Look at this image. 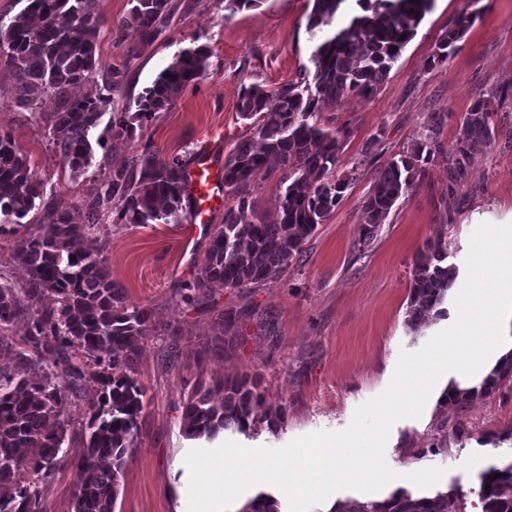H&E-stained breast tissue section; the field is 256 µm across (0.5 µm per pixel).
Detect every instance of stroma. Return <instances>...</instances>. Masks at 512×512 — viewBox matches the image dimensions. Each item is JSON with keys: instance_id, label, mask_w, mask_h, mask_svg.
<instances>
[{"instance_id": "35a3bbf8", "label": "stroma", "mask_w": 512, "mask_h": 512, "mask_svg": "<svg viewBox=\"0 0 512 512\" xmlns=\"http://www.w3.org/2000/svg\"><path fill=\"white\" fill-rule=\"evenodd\" d=\"M178 3L166 32L131 57L113 40L129 0H97L101 67L93 81L103 87L111 83L113 69L125 74L112 107L134 100L179 51L205 44L211 55L203 76L144 123L138 142L112 138L108 117H101L94 134L102 144L84 175L74 176L52 147L47 117L54 99L18 111L12 104L13 75L0 69V126L12 129L36 176L74 221H82L96 179L130 160L145 143L159 157L189 161L200 142L210 140L212 171L223 177L225 154L250 134L238 113L241 87L257 83L273 90L312 66L313 40L306 25L313 0H260L235 12L226 0ZM482 4L481 17L456 42L446 65L433 67L429 61L463 0H436L373 97H350L321 112L322 124L348 132L338 169L355 171L356 179L305 244L299 261L275 282L219 290L212 302L193 309L182 302V286L196 275L231 197L212 203L207 224L192 229L184 223L111 226L105 253L111 277L130 303L151 310L156 328L139 357L138 378L148 403L115 512H188L185 457L197 443L184 436L181 411L197 379L256 378L267 406L284 409L285 417L277 428L258 423L231 439L250 448H281L307 434L346 428L355 409L388 386L401 351H418L450 325V318L433 317L418 333L408 331L414 258L426 242L441 236L449 262L464 267L477 225L512 222V0ZM482 95L492 98L496 135L487 150L471 158L462 180L449 184L448 155L462 116ZM427 133L436 146L427 176L396 203L372 248L358 251L364 195L390 160ZM230 306L250 315L234 345L222 351L214 344V318ZM171 328L178 338L168 336ZM173 341L180 351L175 364L167 358ZM453 381L462 384L466 378L446 373L420 418L394 424L385 457L396 472L411 473L436 465L428 450L447 443L446 475L460 478L466 488V512H478L472 491L476 473L512 454V443L485 440L488 433L512 428V381L461 409L442 402ZM460 425L469 431L468 439H454ZM74 481L73 470L65 468L41 484V512H73Z\"/></svg>"}]
</instances>
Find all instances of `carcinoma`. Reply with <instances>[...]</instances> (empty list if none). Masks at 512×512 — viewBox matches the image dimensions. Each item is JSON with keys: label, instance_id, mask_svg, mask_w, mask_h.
Instances as JSON below:
<instances>
[{"label": "carcinoma", "instance_id": "1", "mask_svg": "<svg viewBox=\"0 0 512 512\" xmlns=\"http://www.w3.org/2000/svg\"><path fill=\"white\" fill-rule=\"evenodd\" d=\"M95 0H26L23 10L0 30V68L16 77L14 107L30 111L43 97L57 104L50 113L53 146L74 174L92 166V133L120 85L112 70L110 87L91 84L101 64ZM481 0H464L442 37L431 66L444 65L483 11ZM128 15L116 26L115 43L129 33L137 41L127 51L153 44L171 23L173 0H130ZM435 0H313L307 30L313 38V69L297 81L268 91L254 84L239 92L238 112L252 127L224 159V191L234 196L210 240L196 276L185 283L191 306L212 300L216 290L271 283L302 255L304 245L345 197L353 173H338L345 134L318 123L327 104L350 95L371 97L414 38ZM210 50L188 48L144 89L132 104L112 110V136L130 142L156 113L170 107L201 77ZM495 136L491 100L481 96L464 113L460 134L448 157V180L465 173V164L490 147ZM274 158L283 169L278 208L272 219L256 215L242 192ZM434 161L429 139H417L391 160L362 201L356 247L373 244L396 202L426 176ZM186 161L163 159L145 146L130 161L103 173L85 207V222L45 197L29 157L9 128L0 127V236H17L12 260L26 272L24 284L0 282V350L13 355L10 371L0 370V512H41L39 485L57 470L75 473L74 512H115L120 482L139 433L146 389L137 379L143 341L156 332L151 311L128 303L106 266L105 221L113 224H182L187 220L183 182ZM42 209V222L29 230L24 219ZM411 271L406 326L417 329L431 315L443 316L457 277L448 264L445 237L427 242ZM50 294L51 306L38 305ZM28 325L12 335L22 311ZM246 313L232 307L214 321L215 340L227 346L238 336ZM512 380V350L470 387L451 384L443 400L460 408ZM95 400L76 425L73 401L90 385ZM260 384L247 377L196 383L181 413L190 439L212 440L220 432L245 433L264 405ZM79 447L72 456L69 449ZM481 512H512V456L491 463L477 476ZM462 500L461 480L420 491L399 487L382 500H353L333 512H448ZM239 512H281L267 494L247 501Z\"/></svg>", "mask_w": 512, "mask_h": 512}]
</instances>
